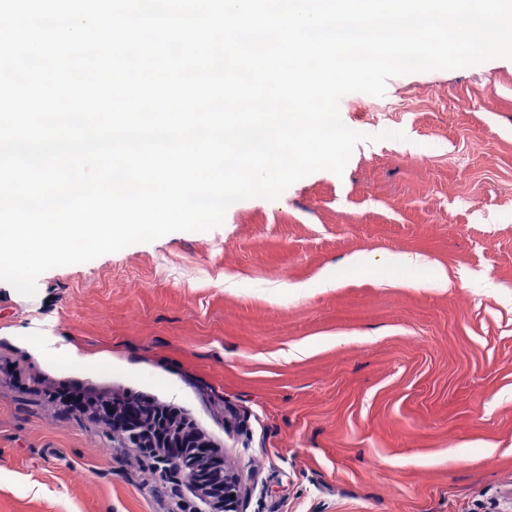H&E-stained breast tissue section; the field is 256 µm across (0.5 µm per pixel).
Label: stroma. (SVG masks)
<instances>
[{
  "label": "stroma",
  "mask_w": 512,
  "mask_h": 512,
  "mask_svg": "<svg viewBox=\"0 0 512 512\" xmlns=\"http://www.w3.org/2000/svg\"><path fill=\"white\" fill-rule=\"evenodd\" d=\"M339 111L343 175L0 282V512L169 510L60 386L176 410L241 512H512V60Z\"/></svg>",
  "instance_id": "stroma-1"
}]
</instances>
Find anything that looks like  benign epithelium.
Instances as JSON below:
<instances>
[{
	"label": "benign epithelium",
	"instance_id": "benign-epithelium-1",
	"mask_svg": "<svg viewBox=\"0 0 512 512\" xmlns=\"http://www.w3.org/2000/svg\"><path fill=\"white\" fill-rule=\"evenodd\" d=\"M127 447L152 460L155 472L169 480V512H240V482L211 466L199 445L184 441L183 432L157 414L122 429Z\"/></svg>",
	"mask_w": 512,
	"mask_h": 512
}]
</instances>
